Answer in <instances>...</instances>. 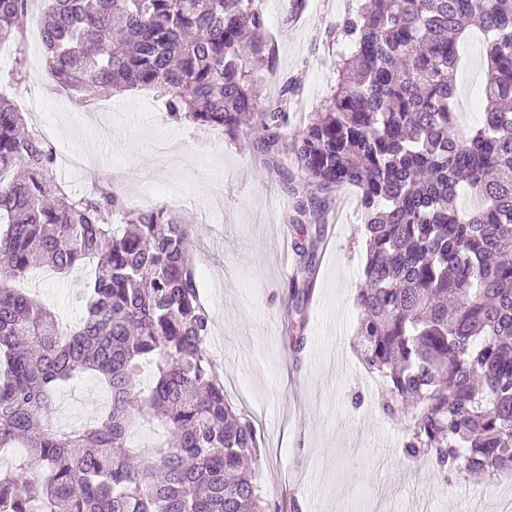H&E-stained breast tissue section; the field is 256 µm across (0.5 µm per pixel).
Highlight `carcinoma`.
<instances>
[{
    "label": "carcinoma",
    "instance_id": "1",
    "mask_svg": "<svg viewBox=\"0 0 512 512\" xmlns=\"http://www.w3.org/2000/svg\"><path fill=\"white\" fill-rule=\"evenodd\" d=\"M27 2L0 0L15 85L29 70ZM474 28L485 35L487 105L461 139L452 76ZM340 30L336 86L299 129L290 105L301 79L275 98L254 79L276 61L262 0H52L39 38L61 88L150 87L171 120L230 136L254 122L264 154L310 188L287 218L301 258L288 284L297 312L332 196L355 187L368 243L357 347L386 379L383 411L411 404L404 456L432 455L440 476L512 472V0H367ZM55 160L0 93V448L26 450L0 469V512H281L246 467L260 437L207 350L189 220L131 209L109 189L68 193L50 177ZM83 261L76 323L10 286ZM87 371L110 407L62 432L53 393ZM146 422L166 429L165 442L132 447Z\"/></svg>",
    "mask_w": 512,
    "mask_h": 512
}]
</instances>
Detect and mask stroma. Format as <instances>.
<instances>
[{
    "mask_svg": "<svg viewBox=\"0 0 512 512\" xmlns=\"http://www.w3.org/2000/svg\"><path fill=\"white\" fill-rule=\"evenodd\" d=\"M358 0H262L277 44L274 69H261L264 94L277 95L286 78L303 75L294 99L296 125L319 111L338 77L346 45L342 20ZM483 38L461 47L454 76L456 131L479 126L484 102ZM31 71L12 97L29 123L38 124L57 152L52 171L69 191L89 179L111 187L127 206H151L190 216V252L202 303L212 321L208 351L231 404L261 415L258 479L265 495L298 512H499L512 498V479L465 473L438 479L430 459L401 453L408 413L386 415L384 382L371 381L357 351L366 245L359 197L346 186L334 194L338 217L325 226L316 282L304 306L303 343L293 348L283 329L288 280L299 261L287 233L295 201L285 177L266 164L258 138H238L169 120L163 99L137 89L101 94L97 111L76 110L74 96L48 93L52 82L39 39L27 44ZM89 275L35 271L24 283L61 319L78 320L75 294ZM109 394L84 373L54 394L55 423L68 431L96 421Z\"/></svg>",
    "mask_w": 512,
    "mask_h": 512,
    "instance_id": "obj_1",
    "label": "stroma"
}]
</instances>
